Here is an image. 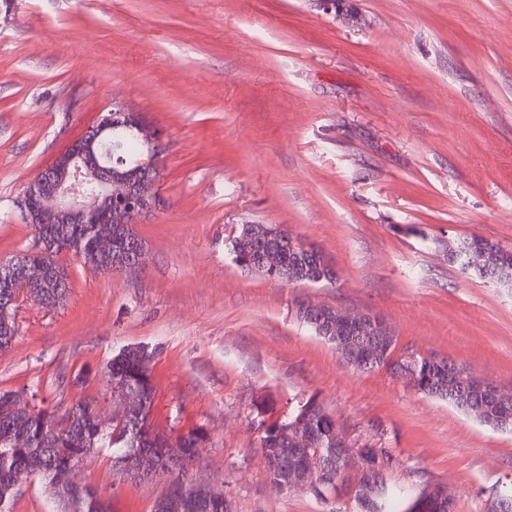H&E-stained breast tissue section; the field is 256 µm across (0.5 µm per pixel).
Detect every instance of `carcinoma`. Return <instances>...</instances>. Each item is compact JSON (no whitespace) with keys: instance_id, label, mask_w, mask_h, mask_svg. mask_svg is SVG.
<instances>
[{"instance_id":"cac0c4a2","label":"carcinoma","mask_w":512,"mask_h":512,"mask_svg":"<svg viewBox=\"0 0 512 512\" xmlns=\"http://www.w3.org/2000/svg\"><path fill=\"white\" fill-rule=\"evenodd\" d=\"M137 116L122 112L112 122V156L102 154L98 161L112 166V207L121 205L130 195V190L141 187L138 195V213L147 214L153 202L152 186L158 177L156 168L143 164L154 149L137 133ZM34 236L42 237L45 258L58 263L57 257L66 252L80 259L93 270L111 267L115 256L102 251L92 233L91 224H43L38 211L20 214ZM113 249L123 252L144 253L142 238L133 225H112ZM466 246H480L487 253L489 273L473 270L471 274L496 281L497 268L507 265L512 268V250L478 235L460 241ZM228 251L235 265L247 274H254L272 282L282 284H333V272L324 254L314 246L304 248L300 239L288 227L276 224H242L228 241ZM19 282V268L0 271V353L8 352L17 336L13 313L15 289ZM301 322L310 327L325 341V326L336 321L332 309L325 312L298 313ZM395 343L389 342L382 351L364 358L361 348L354 347L349 356L361 363L359 370L370 372L383 368L396 373V368L406 367L413 374L409 382L414 389L448 402L457 409L475 417L480 422L497 430L512 432V404L504 406L492 400L487 393L472 390L463 384L466 368L452 360L433 356L407 355L393 358ZM141 348L120 349L108 363V378L112 389L138 398L144 411L150 410L154 401L152 376L145 373L140 364ZM144 411L131 412L123 423L109 429L94 421V400L84 398L63 414L54 409L39 408L35 414L23 408L0 412V512L13 498L16 474L24 469H38V477L48 482L50 489L61 503L78 501L83 512H101L97 491L80 481L62 487L55 483L58 470L74 466L85 448H115L136 450L145 454L156 453L158 448H168V439L153 436L146 426ZM260 434V448L265 459L271 487L283 493L290 490L288 478L275 467V458L285 448H293L294 428L300 427L307 440L300 445L299 453L305 457L321 453L327 457L337 447L336 421L323 404L314 396L298 402L288 416L277 421L264 418L254 420ZM174 492L183 500L181 512H229L224 497L216 496L205 502L194 499L192 489L180 480L179 475L170 474ZM394 493L387 486L370 495L358 504L359 512H397ZM403 512H443L437 500L426 494L416 498Z\"/></svg>"}]
</instances>
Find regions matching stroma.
Instances as JSON below:
<instances>
[{
  "mask_svg": "<svg viewBox=\"0 0 512 512\" xmlns=\"http://www.w3.org/2000/svg\"><path fill=\"white\" fill-rule=\"evenodd\" d=\"M15 0L0 14V260L34 244L16 207L29 181L119 102L163 145L135 268L59 256L63 303L18 302L0 391L112 408L106 364L154 349L153 421L202 435L188 483L230 512H357L272 490L257 413L317 396L356 448L394 455L407 500L443 489L489 512L512 484V432L493 430L388 370L350 368L296 316L299 302L382 318L397 351L447 358L512 393V288L463 274L447 243L512 248V0ZM281 224L317 246L335 285L247 274L238 225ZM82 483L110 512H154L167 479L130 480L112 451ZM10 512H60L19 483Z\"/></svg>",
  "mask_w": 512,
  "mask_h": 512,
  "instance_id": "obj_1",
  "label": "stroma"
}]
</instances>
